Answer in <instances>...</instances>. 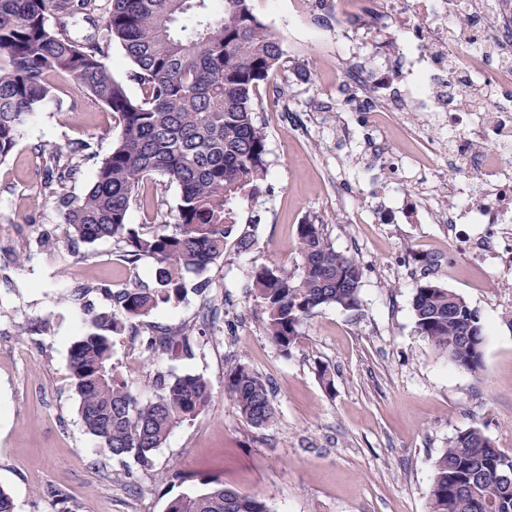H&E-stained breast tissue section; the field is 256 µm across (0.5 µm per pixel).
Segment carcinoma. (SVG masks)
<instances>
[{
  "mask_svg": "<svg viewBox=\"0 0 512 512\" xmlns=\"http://www.w3.org/2000/svg\"><path fill=\"white\" fill-rule=\"evenodd\" d=\"M131 63L133 98L115 79L112 45ZM280 41L267 33L252 0H0V160L16 146L30 120L61 112L49 78L72 80L117 114L121 135L104 158L91 144L41 148L42 190L54 200L65 239L75 245L110 239L133 265L156 264L152 286L111 292L112 313L93 317L95 331L70 348V373L85 431L133 475L178 425L213 399L201 375L148 374L153 396L137 400L113 362L114 338L160 306L181 299L187 277L224 259L228 246L248 253L254 234L239 228V205L260 193L268 174L266 135L254 112L255 93L280 67ZM95 162L91 185L72 198L68 184ZM160 174L179 188L174 224L127 222L143 198L144 179ZM300 263L261 264L250 274L249 298L264 315L266 336L283 356L302 338L304 320L317 310L358 308L363 269L336 250L323 225L297 228ZM209 284L203 316L220 306ZM412 308L418 333L441 357L474 376L484 370L485 327L466 300L435 282L421 284ZM194 327L151 326L133 340L153 357L193 355ZM224 397L255 428L276 420L266 383L242 361L224 370ZM429 512H512V454L481 430L460 431L435 459ZM166 512H272L267 501L215 484L172 499Z\"/></svg>",
  "mask_w": 512,
  "mask_h": 512,
  "instance_id": "cac0c4a2",
  "label": "carcinoma"
}]
</instances>
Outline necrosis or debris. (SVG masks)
<instances>
[{
  "mask_svg": "<svg viewBox=\"0 0 512 512\" xmlns=\"http://www.w3.org/2000/svg\"><path fill=\"white\" fill-rule=\"evenodd\" d=\"M350 55L376 50L377 82L428 118L458 186L443 221L483 224L474 253L512 249V0H326ZM406 21L389 37L390 18Z\"/></svg>",
  "mask_w": 512,
  "mask_h": 512,
  "instance_id": "necrosis-or-debris-1",
  "label": "necrosis or debris"
}]
</instances>
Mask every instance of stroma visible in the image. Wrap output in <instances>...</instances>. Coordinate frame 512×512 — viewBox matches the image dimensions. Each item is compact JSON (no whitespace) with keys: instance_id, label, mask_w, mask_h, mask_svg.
Wrapping results in <instances>:
<instances>
[{"instance_id":"stroma-1","label":"stroma","mask_w":512,"mask_h":512,"mask_svg":"<svg viewBox=\"0 0 512 512\" xmlns=\"http://www.w3.org/2000/svg\"><path fill=\"white\" fill-rule=\"evenodd\" d=\"M284 51L256 95L269 172L260 196L240 206L256 246L228 249L206 276L224 307L197 335L193 355L150 358L130 337L114 360L132 395L148 400L146 375L204 376L210 406L153 451L150 469L117 481L119 464L85 433L70 380V346L90 332L91 312L112 309L109 290L151 282L154 262L128 265L112 241L75 247L41 191L39 146L91 142L107 154L117 115L76 83L58 79L69 111L41 113L0 162V487L15 512H165L211 482L265 499L273 512H428L434 459L458 431L477 428L512 453V256H473L478 224L447 227L448 182L417 183L389 172L376 153L414 154L421 113L366 131L358 105L336 96L345 44L336 29L294 0H253ZM131 224H172L179 189L154 175ZM322 223L337 250L364 267L360 308L310 317L290 356L265 335L247 295L253 266L296 263L297 226ZM32 256L16 261L23 246ZM445 252V264L424 255ZM432 281L465 298L486 329L484 372L473 376L438 356L418 334L412 298ZM50 320V333L38 332ZM242 360L266 382L275 423L251 427L224 397V370ZM332 374V386L319 377Z\"/></svg>"}]
</instances>
